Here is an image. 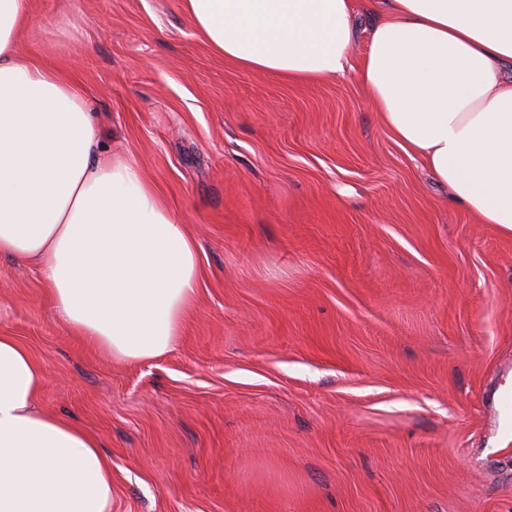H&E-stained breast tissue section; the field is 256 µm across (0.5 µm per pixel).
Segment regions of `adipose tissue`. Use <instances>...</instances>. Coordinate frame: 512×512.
Instances as JSON below:
<instances>
[{
	"mask_svg": "<svg viewBox=\"0 0 512 512\" xmlns=\"http://www.w3.org/2000/svg\"><path fill=\"white\" fill-rule=\"evenodd\" d=\"M351 65L354 0H185L215 53L313 82L354 71L380 121L478 224L512 232V0H379ZM29 0H0V256L34 263L58 316L112 359L171 351L199 245L137 163L102 149L80 90L21 48ZM43 372L0 335V512H112L97 438L39 409Z\"/></svg>",
	"mask_w": 512,
	"mask_h": 512,
	"instance_id": "ef3b65f1",
	"label": "adipose tissue"
}]
</instances>
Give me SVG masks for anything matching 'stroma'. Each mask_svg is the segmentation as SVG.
Returning <instances> with one entry per match:
<instances>
[{
	"label": "stroma",
	"mask_w": 512,
	"mask_h": 512,
	"mask_svg": "<svg viewBox=\"0 0 512 512\" xmlns=\"http://www.w3.org/2000/svg\"><path fill=\"white\" fill-rule=\"evenodd\" d=\"M22 48L199 243L176 347L135 363L0 256V334L42 408L98 437L112 512H512L484 402L512 359V234L449 203L353 74L241 69L185 0H30Z\"/></svg>",
	"instance_id": "obj_1"
}]
</instances>
